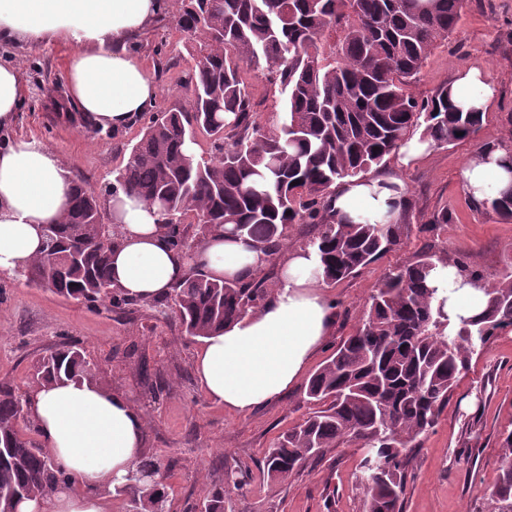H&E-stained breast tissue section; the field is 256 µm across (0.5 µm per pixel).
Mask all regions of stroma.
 Segmentation results:
<instances>
[{
    "label": "stroma",
    "mask_w": 512,
    "mask_h": 512,
    "mask_svg": "<svg viewBox=\"0 0 512 512\" xmlns=\"http://www.w3.org/2000/svg\"><path fill=\"white\" fill-rule=\"evenodd\" d=\"M176 0H166L131 50L158 86L149 112L183 97L178 81L191 63L188 39L173 20ZM73 48L66 43H0V59L14 62L25 81V102L10 137H34L56 150L73 181L88 183L98 194L111 189L125 163L140 124L92 133L48 111L41 91L65 82ZM471 68L481 69L496 89L486 121L476 139L434 148L403 167L389 158L381 177L399 179L410 200L408 239L353 277L326 286L335 302L333 331L319 359H326L350 336L385 272L414 260L424 247L438 255L462 257L498 279L512 264V222L504 223L477 209L460 181L465 158L479 144L512 142V0H468L456 31L438 42L410 92L429 98ZM259 122L272 126L282 112V97L265 68L246 74ZM449 224L426 231L439 210ZM78 340L96 367V380L123 392L143 413L147 452L173 462L165 481L170 512H187L201 503L207 486L224 487L230 512H363L360 480L362 448L345 446L285 483L263 474L266 448L308 411L302 385L247 415L232 414L201 391L194 358L201 342L183 336L174 318L156 317L140 304L125 314L59 297L12 279L0 297V379L30 389L36 359L60 337ZM512 428V331L493 337L475 354L437 425L422 437L415 466L407 477L403 512H486L487 498L501 462L499 438Z\"/></svg>",
    "instance_id": "35a3bbf8"
}]
</instances>
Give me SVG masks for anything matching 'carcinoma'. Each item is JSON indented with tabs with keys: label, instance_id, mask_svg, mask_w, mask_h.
<instances>
[{
	"label": "carcinoma",
	"instance_id": "obj_1",
	"mask_svg": "<svg viewBox=\"0 0 512 512\" xmlns=\"http://www.w3.org/2000/svg\"><path fill=\"white\" fill-rule=\"evenodd\" d=\"M467 0H179L175 21L195 42L183 85L186 105L148 119L129 148L112 189L158 208L172 248L201 242L223 229L245 236L271 258L290 231L305 229V246L320 257L328 285L353 276L401 245L411 224H378L368 216L338 217L329 207L336 184L362 178L414 136L432 147L473 139L484 112H463L444 85L426 100L408 92L434 45L457 28ZM337 39L325 52L326 34ZM266 64L284 98L273 128L253 118L245 69ZM52 112L73 125L85 117L63 97ZM209 136L208 155L188 154L186 140ZM298 185H292L294 181ZM474 206L512 221V189ZM187 219L180 226L171 218ZM101 202L74 184L71 207L55 225L41 255L22 274L26 282L90 307L123 313L137 300L112 287L109 252L115 231L103 229ZM193 233H188V227ZM440 257L428 247L382 277L356 331L315 370L305 385L317 406L265 452L267 476L284 482L329 449H364V512H403L406 473L418 438L433 429L477 349L512 328V268L489 281L465 261L448 264L484 283L478 317L450 322L445 300L428 277ZM270 295L267 281H214L188 269L173 292L155 301L171 309L182 332L204 338L257 310ZM80 345L67 338L34 366L32 383L95 380ZM29 423L24 398L0 381V512L64 485ZM501 465L488 512H512V430L502 433ZM139 485L123 494L133 512H170L162 462L144 458ZM202 512H225L224 487L213 485Z\"/></svg>",
	"mask_w": 512,
	"mask_h": 512
}]
</instances>
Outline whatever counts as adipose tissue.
<instances>
[{
  "label": "adipose tissue",
  "instance_id": "1",
  "mask_svg": "<svg viewBox=\"0 0 512 512\" xmlns=\"http://www.w3.org/2000/svg\"><path fill=\"white\" fill-rule=\"evenodd\" d=\"M163 0H0V40L38 45L66 42L75 50L66 74L72 99L94 125L130 123L156 98L158 87L129 46L164 10ZM495 90L476 68L459 75L452 102L463 111H486ZM24 82L11 62H0V131L14 126ZM476 198L512 184V146L473 152L461 169ZM384 177L346 179L335 192L336 213L368 214L399 223L406 204ZM73 180L59 154L36 138L0 146V274L25 271L43 249V227L70 207ZM111 214L117 232L110 255L112 285L149 301L185 277L189 261L167 243L168 228L146 202L123 196ZM199 262L214 279L256 273L268 257L241 237L218 231L199 248ZM266 303L207 336L195 356L199 385L213 403L248 414L281 397L324 346L334 321L320 262L306 247L284 250ZM431 283L446 290L450 318L480 313V283L438 265ZM28 418L55 460L71 477L61 489L21 501L17 512H105L147 453L141 412L124 393L89 380L58 382L29 391Z\"/></svg>",
  "mask_w": 512,
  "mask_h": 512
}]
</instances>
